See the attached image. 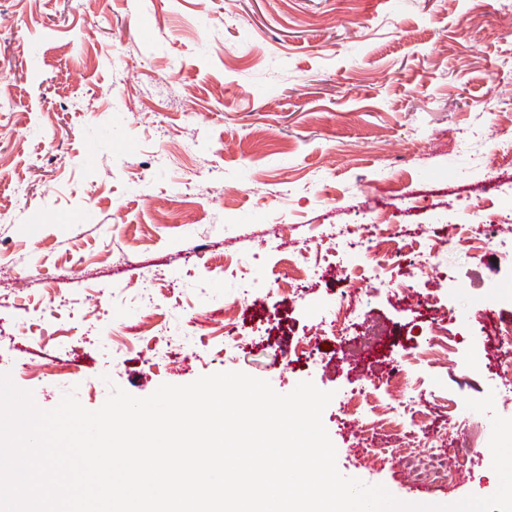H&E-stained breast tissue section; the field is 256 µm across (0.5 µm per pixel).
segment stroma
<instances>
[{
  "label": "stroma",
  "instance_id": "stroma-1",
  "mask_svg": "<svg viewBox=\"0 0 512 512\" xmlns=\"http://www.w3.org/2000/svg\"><path fill=\"white\" fill-rule=\"evenodd\" d=\"M0 373L55 408H100L239 371L280 393L312 381L339 471L413 504L493 495L489 448L413 486L402 466L356 467L342 403L438 322L479 339L476 367L424 362L403 389L423 429L459 452L465 399L494 388L498 327L512 324V227L483 239L475 211L512 185V12L500 0H0ZM431 206L415 207L417 192ZM382 206L397 256L383 279L330 237ZM440 243L428 274L420 246ZM316 270L298 286L297 264ZM150 284L164 342L136 298ZM248 303L225 311L241 289ZM357 289L383 336L346 361L355 328L318 304ZM73 310L47 313L52 291ZM240 336L225 348L226 332ZM314 337L313 358L294 355ZM55 368L45 376L46 368Z\"/></svg>",
  "mask_w": 512,
  "mask_h": 512
}]
</instances>
